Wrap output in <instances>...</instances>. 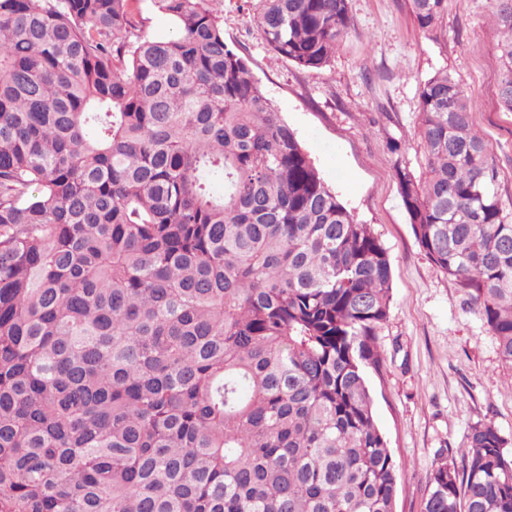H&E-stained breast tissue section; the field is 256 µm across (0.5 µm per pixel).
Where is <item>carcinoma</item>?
<instances>
[{"mask_svg": "<svg viewBox=\"0 0 512 512\" xmlns=\"http://www.w3.org/2000/svg\"><path fill=\"white\" fill-rule=\"evenodd\" d=\"M0 0V512H396L367 371L388 254L329 188L215 0ZM434 29L448 0H405ZM501 108L512 112V0ZM325 67L348 0H258ZM448 73L421 87L415 238L512 365V221ZM423 512H512V453L470 428ZM150 2H144L143 18L144 26L142 34L152 39L167 38L172 32V26L168 17L149 6Z\"/></svg>", "mask_w": 512, "mask_h": 512, "instance_id": "1", "label": "carcinoma"}]
</instances>
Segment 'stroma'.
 <instances>
[{
	"label": "stroma",
	"instance_id": "stroma-1",
	"mask_svg": "<svg viewBox=\"0 0 512 512\" xmlns=\"http://www.w3.org/2000/svg\"><path fill=\"white\" fill-rule=\"evenodd\" d=\"M226 41L309 152L323 181L388 252L392 301L369 373L374 419L398 470L397 512H422L440 458L460 462L471 425L512 441V367L465 289L419 247L397 172H419V94L448 72L471 95L473 128L492 146L512 218V112L498 103L501 33L489 0H448L442 25L419 28L405 0H350L352 25L329 65L298 67L269 49L247 0H217ZM403 144L392 152L390 140Z\"/></svg>",
	"mask_w": 512,
	"mask_h": 512
}]
</instances>
